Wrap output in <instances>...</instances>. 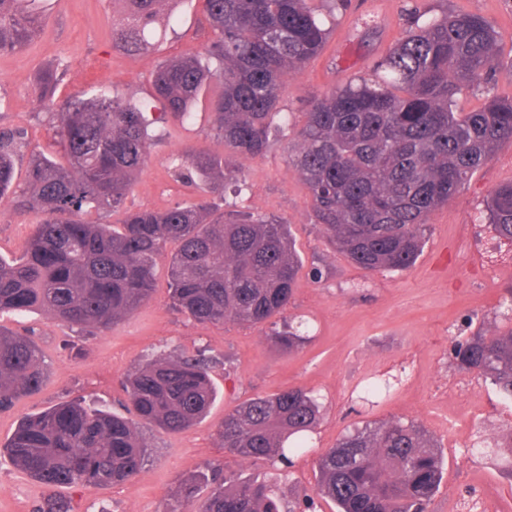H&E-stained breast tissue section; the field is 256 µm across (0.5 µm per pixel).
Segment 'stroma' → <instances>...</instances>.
Here are the masks:
<instances>
[{
    "instance_id": "stroma-1",
    "label": "stroma",
    "mask_w": 512,
    "mask_h": 512,
    "mask_svg": "<svg viewBox=\"0 0 512 512\" xmlns=\"http://www.w3.org/2000/svg\"><path fill=\"white\" fill-rule=\"evenodd\" d=\"M47 5L49 22L31 44L0 53V127L23 129L31 150L54 151L56 117L40 108L33 84L42 67L60 64L65 75L57 100L80 91L114 92L156 120L148 167L123 206L104 214L103 223H120L129 210L160 211L191 202V193L171 175V158L188 147L221 156L224 141L205 105H197L189 123L160 119L163 106L152 92L151 77L167 59L210 42L204 0H182L174 27L150 52L135 57L112 45V0H47ZM312 6L327 19L324 49L285 83L279 107L288 114L287 126L264 156L239 159L240 189L225 190L223 204L228 214L248 212L289 224L300 266L286 315L310 321L309 340L288 353L270 342L267 322H194L171 308L162 263L150 299L103 333L84 335L40 310L0 317L1 326L34 331L48 366L38 394L0 412L1 445L21 417L65 400L122 412L124 377L161 354L204 356L217 388L209 414L191 429L170 433L143 426L142 469L116 486L78 484L51 492L1 453L0 512H36L51 494L67 502L71 512H166L170 507L195 512L180 502L183 481L211 468L243 479L270 470L267 463L224 452L217 431L225 413L247 399L291 387L312 391L323 418L280 481L287 499L313 495L319 456L348 431L401 418L424 427L444 459L429 512H455L457 498L472 493L484 495L494 512H512V476L482 451L486 445L512 444V404L503 403L491 384L451 363L457 337L512 327L503 306L505 289L512 285V246H492L486 210L492 191L512 182V141L502 142L448 205L429 214L424 249L402 272L368 274L334 250L312 221L307 186L288 166L308 102L347 80L371 76L390 49L416 31L419 13L489 19L498 33L501 61L491 83L498 96L512 98V0H349L339 10L331 0H313ZM37 221L35 214H14L0 202V255L19 256ZM369 370L395 383L389 396L373 403L351 392Z\"/></svg>"
}]
</instances>
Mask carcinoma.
I'll use <instances>...</instances> for the list:
<instances>
[{"label":"carcinoma","mask_w":512,"mask_h":512,"mask_svg":"<svg viewBox=\"0 0 512 512\" xmlns=\"http://www.w3.org/2000/svg\"><path fill=\"white\" fill-rule=\"evenodd\" d=\"M124 17L112 44L128 55L147 51L162 27L177 21L166 2L120 0ZM215 37L202 52L165 61L152 77L155 97L176 120L205 100L213 127L237 157L263 155L288 76L318 55L327 29L310 0H205ZM48 20L46 0H0V52L21 50ZM497 62V35L483 16L463 14L418 27L380 61L374 77L357 78L309 102L289 166L312 197L314 223L360 268L403 271L420 256L426 220L512 141V99L484 86L485 101L456 110L461 94ZM63 72H40L35 92L56 115V155L33 154L16 173L24 131L0 128V200L40 220L23 255L0 256V315L33 309L93 335L146 302L159 261L167 259L173 307L200 324H256L280 316L297 288L299 258L288 225L224 212L206 201L165 211H132L116 225L91 216L119 207L151 157L145 109L101 92L58 102ZM175 180L213 194L237 180L234 161L201 150L173 160ZM489 222L512 243V183L487 201ZM178 248L165 255L164 244ZM308 321L285 320L271 342L293 351ZM453 364L491 382L512 402V328L478 332L455 343ZM47 366L31 335L0 326V412L37 392ZM127 415L81 399L24 418L4 445L15 467L47 487L112 486L136 476L147 445L141 427L188 430L209 412L216 390L208 361L163 356L126 380ZM321 417L311 392L291 387L256 396L224 415V450L271 466L292 464ZM434 438L400 418L343 435L318 460L316 495L336 512H428L443 479ZM202 501H197L204 489ZM179 496L197 512H295L276 484L220 476L184 481Z\"/></svg>","instance_id":"cac0c4a2"}]
</instances>
